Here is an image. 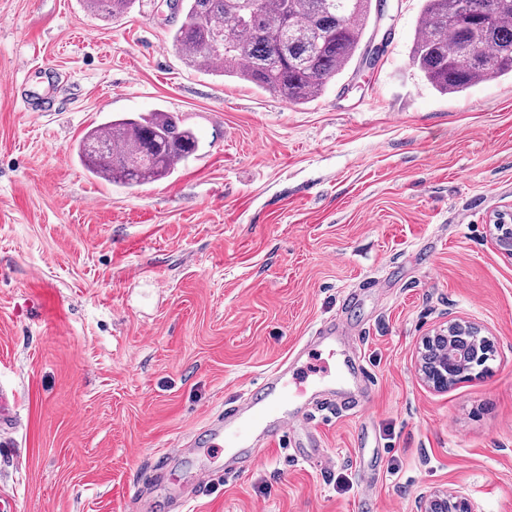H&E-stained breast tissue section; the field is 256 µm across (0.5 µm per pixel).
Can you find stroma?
Returning a JSON list of instances; mask_svg holds the SVG:
<instances>
[{
    "instance_id": "stroma-1",
    "label": "stroma",
    "mask_w": 512,
    "mask_h": 512,
    "mask_svg": "<svg viewBox=\"0 0 512 512\" xmlns=\"http://www.w3.org/2000/svg\"><path fill=\"white\" fill-rule=\"evenodd\" d=\"M422 0H387L378 54L289 104L187 66L184 14L142 0H0V495L16 512H170L146 492L178 447L314 328L365 354V417L315 412L323 455L276 447L187 512H414L462 492L512 512V259L488 222L512 207V78L442 95L413 66ZM179 115L198 151L120 186L73 155L112 116ZM373 288H361L363 280ZM464 320L486 371L438 392L421 338ZM84 3L92 13L115 17L131 9L136 0H84Z\"/></svg>"
}]
</instances>
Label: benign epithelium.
Segmentation results:
<instances>
[{"instance_id": "1", "label": "benign epithelium", "mask_w": 512, "mask_h": 512, "mask_svg": "<svg viewBox=\"0 0 512 512\" xmlns=\"http://www.w3.org/2000/svg\"><path fill=\"white\" fill-rule=\"evenodd\" d=\"M512 212H501L494 216L493 224L498 230L496 248L512 258ZM424 352L421 355L419 372L424 381L436 390H446L449 386L471 376L478 367L489 359L491 343L489 338L480 335L478 328L461 322L448 327V332L427 336L423 340ZM416 512H468V504L463 497L450 502L422 493Z\"/></svg>"}]
</instances>
